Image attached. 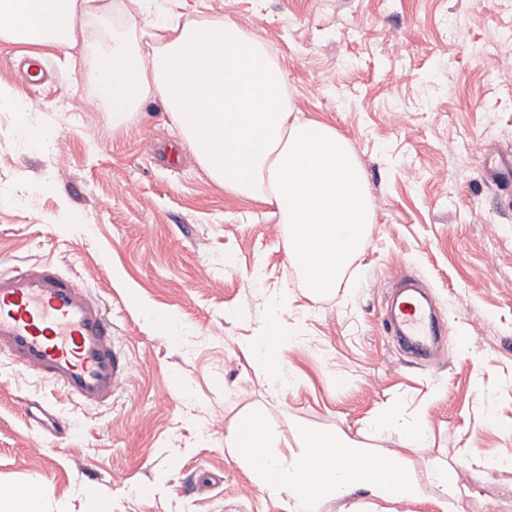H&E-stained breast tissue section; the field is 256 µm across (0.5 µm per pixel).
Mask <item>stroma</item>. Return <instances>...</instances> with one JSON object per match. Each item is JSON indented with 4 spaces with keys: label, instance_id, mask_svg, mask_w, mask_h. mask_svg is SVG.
<instances>
[{
    "label": "stroma",
    "instance_id": "35a3bbf8",
    "mask_svg": "<svg viewBox=\"0 0 512 512\" xmlns=\"http://www.w3.org/2000/svg\"><path fill=\"white\" fill-rule=\"evenodd\" d=\"M123 3L92 0L75 50L0 40V269L57 263L102 300L129 362L112 402L89 407L0 359V489L44 487L37 512L91 497L107 512H288L225 446L230 429L258 411L283 451L309 430L392 448L374 422L395 407L428 424L429 446L406 452L418 494L321 512H512V469L485 467L512 454V194L488 179L512 152V69L485 64L512 49V0H150L265 39L295 108L349 140L375 222L326 295L306 288L286 225L209 177L160 97L118 129L105 106L74 111L96 98L113 35L153 47ZM404 270L446 329L424 360L385 325ZM276 317L299 335L281 392L242 347ZM447 466L473 496L441 492Z\"/></svg>",
    "mask_w": 512,
    "mask_h": 512
}]
</instances>
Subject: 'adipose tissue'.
<instances>
[{
	"label": "adipose tissue",
	"mask_w": 512,
	"mask_h": 512,
	"mask_svg": "<svg viewBox=\"0 0 512 512\" xmlns=\"http://www.w3.org/2000/svg\"><path fill=\"white\" fill-rule=\"evenodd\" d=\"M130 26L146 22L162 32L152 57L116 36L101 58L100 88L113 127L126 124L159 93L173 124L202 168L237 195L269 205L288 226L286 250L312 293L336 290L366 244L374 207L365 174L348 140L335 128L299 117L288 97V75L265 42L231 18L171 23L149 19L143 0H131ZM88 0H0V39L39 47H76ZM295 341L290 328L270 320L249 346L269 378L284 383L281 352ZM377 433L398 445L369 455L345 435L312 431L300 452L274 453L264 415H248L226 442L246 462L254 482L286 496L288 512H315L325 500L357 491L394 500L417 493L403 451L425 446V422L397 409L383 412Z\"/></svg>",
	"instance_id": "obj_1"
}]
</instances>
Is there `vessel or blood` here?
I'll list each match as a JSON object with an SVG mask.
<instances>
[{
	"label": "vessel or blood",
	"instance_id": "obj_1",
	"mask_svg": "<svg viewBox=\"0 0 512 512\" xmlns=\"http://www.w3.org/2000/svg\"><path fill=\"white\" fill-rule=\"evenodd\" d=\"M394 315L391 334L413 355H424L441 334L415 295L402 296ZM0 355L83 405L111 402L128 380L105 308L50 263L0 271Z\"/></svg>",
	"mask_w": 512,
	"mask_h": 512
}]
</instances>
